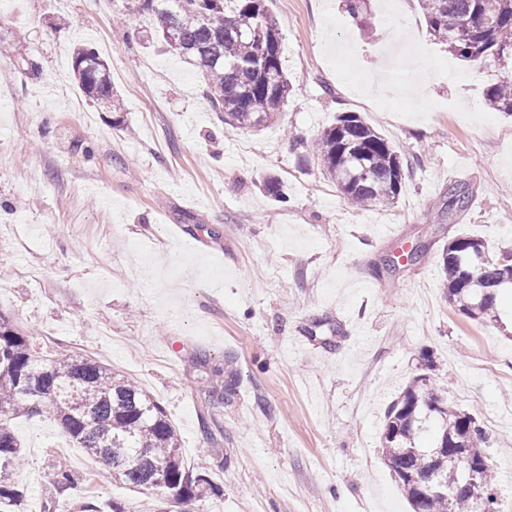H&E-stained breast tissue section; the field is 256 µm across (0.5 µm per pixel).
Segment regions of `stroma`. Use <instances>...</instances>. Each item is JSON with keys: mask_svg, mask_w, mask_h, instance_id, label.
I'll use <instances>...</instances> for the list:
<instances>
[{"mask_svg": "<svg viewBox=\"0 0 512 512\" xmlns=\"http://www.w3.org/2000/svg\"><path fill=\"white\" fill-rule=\"evenodd\" d=\"M293 84L257 130L225 125L189 66L130 45L148 18L122 0H0V313L130 374L165 410L186 465L217 487L178 503L91 466L48 415L13 420L25 512H43L55 465L79 477L62 512H410L382 459L385 410L433 362L449 400L489 438L498 512H512V290L499 327L448 300V239L512 249V119L487 107L484 74L430 33L417 0L364 26L342 0H269ZM27 40L37 68L12 55ZM87 41L123 111L75 83ZM353 112L408 167L393 206L358 211L291 135L312 140ZM275 176L289 201L265 191ZM468 204H448L450 186ZM418 264L375 274L401 249ZM235 396L209 401V380ZM217 425L214 438L202 421Z\"/></svg>", "mask_w": 512, "mask_h": 512, "instance_id": "1", "label": "stroma"}]
</instances>
